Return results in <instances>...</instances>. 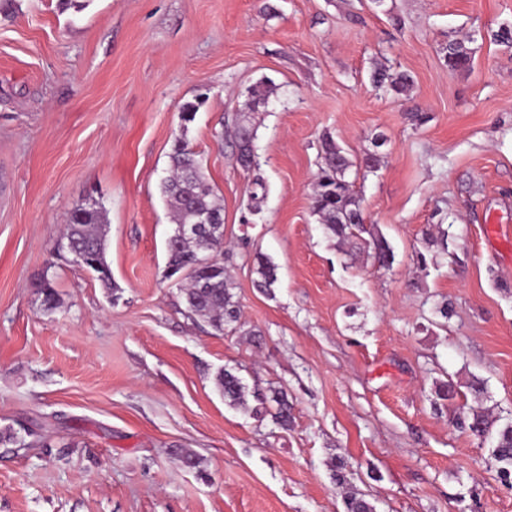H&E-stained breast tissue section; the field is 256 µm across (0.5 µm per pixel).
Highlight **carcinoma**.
<instances>
[{
    "label": "carcinoma",
    "mask_w": 512,
    "mask_h": 512,
    "mask_svg": "<svg viewBox=\"0 0 512 512\" xmlns=\"http://www.w3.org/2000/svg\"><path fill=\"white\" fill-rule=\"evenodd\" d=\"M447 60L449 67L465 69L471 61V50L463 41H450ZM372 81L377 87L387 85L395 91L404 92L411 79L406 74L393 75L385 69H377L372 75ZM255 139L256 128L249 117H239L235 125L237 159L246 169L258 166ZM353 166V161L335 141H324L323 166L313 191V211L326 229L339 240L358 239L361 247L375 262L388 267L394 260L393 250L383 236L364 224L353 182L348 180ZM169 170V176L161 183V190L172 211L174 223L173 233L166 247L169 276L187 272L188 282L180 286L187 310L220 332L226 326L239 323L241 318L240 306L232 292V282L224 264L216 260V256L224 250L223 209L217 203L213 187L207 182L200 155L183 137L175 141L169 154ZM103 212L104 207L100 204L94 208L83 203L74 204L68 211L66 239L93 251L99 266L97 278L109 288L112 286V274L106 261ZM202 213L211 214L215 220V223L207 226V237L179 234V227L197 223L198 216ZM256 260L257 273L261 278L260 286L271 287L277 281L276 266L261 254L257 255ZM35 288L42 295L45 309L54 310L58 307L59 299L50 279H40ZM215 384L229 406H245L247 396L256 395L230 369L219 371L215 376ZM262 400L273 405V423L282 429L288 428L291 423V404L287 394L273 389L270 394L262 396ZM458 425L475 435H493L490 459L499 476H512V421L493 433L492 421L488 415L482 410L470 407L459 413ZM344 506L345 512H376L372 501L357 492L345 495Z\"/></svg>",
    "instance_id": "cac0c4a2"
}]
</instances>
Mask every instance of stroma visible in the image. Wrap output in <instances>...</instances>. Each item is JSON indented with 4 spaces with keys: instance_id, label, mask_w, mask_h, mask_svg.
<instances>
[{
    "instance_id": "35a3bbf8",
    "label": "stroma",
    "mask_w": 512,
    "mask_h": 512,
    "mask_svg": "<svg viewBox=\"0 0 512 512\" xmlns=\"http://www.w3.org/2000/svg\"><path fill=\"white\" fill-rule=\"evenodd\" d=\"M80 2L15 0L0 16V428L21 438L0 445V512H345L349 491L376 512H512L491 440L456 424L475 376L481 409L512 421V44L495 38L512 0ZM453 39L469 68L449 67ZM381 67L410 89L375 87ZM266 82L246 170L235 116ZM181 137L223 206L243 324L221 332L166 276L160 182ZM326 137L359 167L390 267L313 212ZM91 196L108 288L58 253ZM441 227L444 253L425 241ZM260 254L277 267L269 289ZM225 367L286 391L292 427L225 404ZM447 379L457 396L434 411Z\"/></svg>"
}]
</instances>
